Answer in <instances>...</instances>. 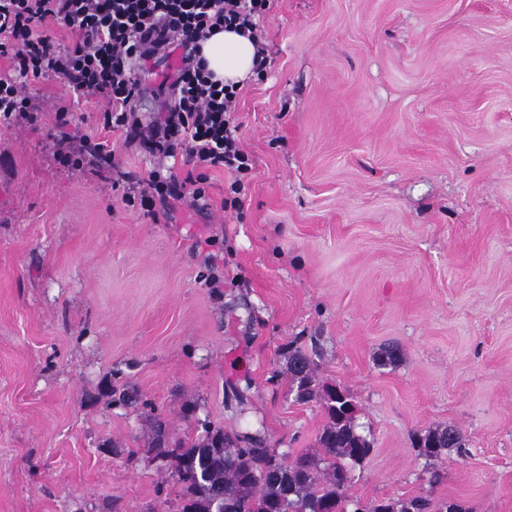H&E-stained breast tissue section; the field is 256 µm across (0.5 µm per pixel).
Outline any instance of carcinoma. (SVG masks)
<instances>
[{
  "label": "carcinoma",
  "instance_id": "cac0c4a2",
  "mask_svg": "<svg viewBox=\"0 0 512 512\" xmlns=\"http://www.w3.org/2000/svg\"><path fill=\"white\" fill-rule=\"evenodd\" d=\"M288 379L302 402L316 401L327 415L312 453L284 452L260 431H227L196 419L203 434L174 440L169 423L156 415L150 423L152 459L164 468L179 487V512H347L353 498L347 494L356 467L373 452V440L359 431L357 416L347 414L351 396L332 393L317 383V363L288 344L283 353ZM402 352L385 347L377 366L394 367ZM110 403L135 408L141 398L134 389L113 385ZM413 448L429 461L443 451L463 453L462 433L450 426L430 428L416 434ZM465 512L457 503L433 502L428 496L411 494L378 498L364 505V512Z\"/></svg>",
  "mask_w": 512,
  "mask_h": 512
}]
</instances>
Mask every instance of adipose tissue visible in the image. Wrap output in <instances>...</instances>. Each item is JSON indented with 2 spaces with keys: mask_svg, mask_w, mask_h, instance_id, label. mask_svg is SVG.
<instances>
[{
  "mask_svg": "<svg viewBox=\"0 0 512 512\" xmlns=\"http://www.w3.org/2000/svg\"><path fill=\"white\" fill-rule=\"evenodd\" d=\"M254 43L233 30H217L201 43V55L217 80L240 84L255 70Z\"/></svg>",
  "mask_w": 512,
  "mask_h": 512,
  "instance_id": "obj_1",
  "label": "adipose tissue"
}]
</instances>
